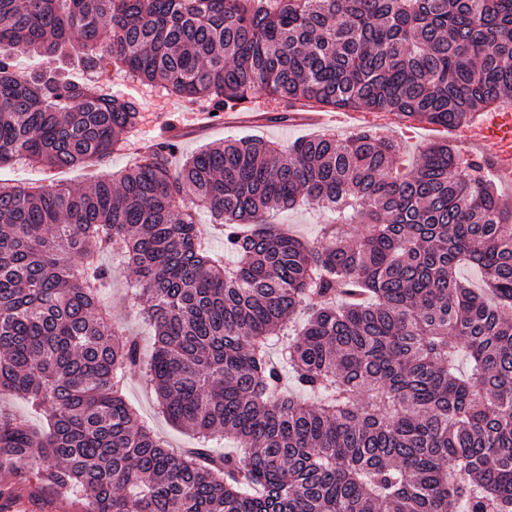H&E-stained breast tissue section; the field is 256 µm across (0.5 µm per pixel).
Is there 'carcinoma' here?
<instances>
[{
  "instance_id": "carcinoma-1",
  "label": "carcinoma",
  "mask_w": 512,
  "mask_h": 512,
  "mask_svg": "<svg viewBox=\"0 0 512 512\" xmlns=\"http://www.w3.org/2000/svg\"><path fill=\"white\" fill-rule=\"evenodd\" d=\"M101 45L217 112L267 96L460 128L512 108V0H0V167L100 162L138 124L96 81L16 70L35 53L94 71ZM174 153L85 192L0 185V388L50 418L43 435L0 413V463L41 464L38 489L85 512H512V201L493 163L443 141L405 172L371 129L206 146L177 171ZM302 199L331 214L317 243L268 220ZM104 253L145 301L146 380L191 453L123 396L141 359L101 306ZM219 436L235 451L211 454Z\"/></svg>"
}]
</instances>
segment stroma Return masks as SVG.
<instances>
[{
  "instance_id": "stroma-1",
  "label": "stroma",
  "mask_w": 512,
  "mask_h": 512,
  "mask_svg": "<svg viewBox=\"0 0 512 512\" xmlns=\"http://www.w3.org/2000/svg\"><path fill=\"white\" fill-rule=\"evenodd\" d=\"M100 84L109 91L132 97L139 109L141 119L136 131L126 134L119 150L112 152L104 162L69 168L68 172L18 161L0 167V183H37L44 186L67 183L73 190H83L94 183L98 177L116 175L138 159V148L156 132L165 121L173 120L180 114L193 111V104L182 98L168 94L162 87L145 86L127 76L115 73L108 60H101L95 72ZM271 99L264 98L258 103L245 104V111L258 114V121L245 124H232L207 131L186 132L177 143L175 161H182L198 149L212 144L241 138H257L271 141L288 148L295 140L310 137H327L343 139L357 133L363 127L361 121L354 120L347 124H330L325 126L312 124L303 113H296L294 120L280 122L267 117ZM377 133L384 138L396 141L407 159L417 160L422 149L433 141H448L467 157H490L491 149L476 144L467 129H448L437 131L432 126H409L406 120L395 119L378 125ZM326 215L321 210L308 204H300L279 213L276 224L296 237L308 242H315L318 226ZM105 303L112 311V317L122 323L129 334L135 337L141 348L143 359H150L153 352V332L140 315V301L131 294V284L125 274H116L112 289L105 297ZM126 396L139 414L154 428L159 437L168 446L182 452L196 444L192 431L170 422L161 412L154 392L145 385L141 373L130 374Z\"/></svg>"
}]
</instances>
